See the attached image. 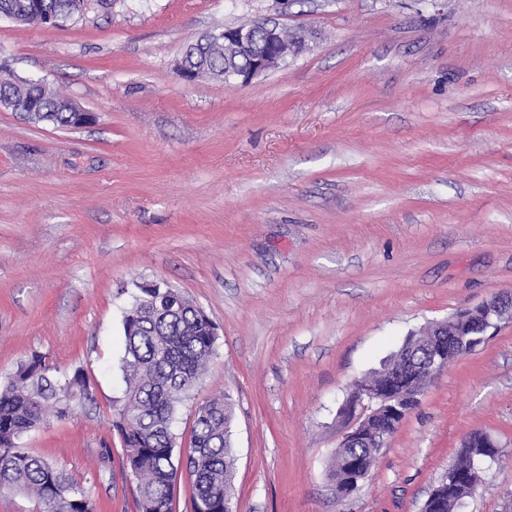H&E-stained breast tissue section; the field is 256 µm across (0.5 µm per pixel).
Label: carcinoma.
<instances>
[{
    "instance_id": "cac0c4a2",
    "label": "carcinoma",
    "mask_w": 512,
    "mask_h": 512,
    "mask_svg": "<svg viewBox=\"0 0 512 512\" xmlns=\"http://www.w3.org/2000/svg\"><path fill=\"white\" fill-rule=\"evenodd\" d=\"M30 0H0V12L24 24L40 20ZM49 9L68 20L81 14L85 0H46ZM40 107L35 123L71 126L65 111L67 97L46 88L36 90ZM125 350L122 371L125 399L116 407L112 427L123 444V463L136 479L138 512H173L174 484L185 471L191 484L193 507L224 512L234 497L236 457L231 445L233 420L230 395L205 400L195 407L187 459L174 456V423L180 405L200 380L217 341L212 322L201 315L175 288L140 289L123 314ZM57 367L34 353L17 367L13 379L0 387V493L22 489L36 499L37 512H96L89 491L54 462L19 445L37 428L46 410L67 419L75 407L91 397L86 373L76 368L64 382L53 380ZM379 449L339 448L329 470L336 477L338 457L358 459L362 477L374 466ZM485 452L462 448L456 463L474 470Z\"/></svg>"
}]
</instances>
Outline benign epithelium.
<instances>
[{
	"label": "benign epithelium",
	"mask_w": 512,
	"mask_h": 512,
	"mask_svg": "<svg viewBox=\"0 0 512 512\" xmlns=\"http://www.w3.org/2000/svg\"><path fill=\"white\" fill-rule=\"evenodd\" d=\"M212 42L224 44L225 63L222 80L229 84H247L253 78L277 68L289 52L303 51L306 47V36L299 33L293 41L287 42L277 25L261 23L224 28L198 40L201 46ZM0 108L12 112H35L38 103L23 96L9 99L8 103L1 104ZM66 109L73 113L77 128L86 126L94 120L93 113L72 100L66 104ZM506 315L512 317V293H494L480 304L460 310L450 319L428 328L424 335L438 337L439 347L431 348L430 363L417 374L415 381L410 385V391H361L358 395L349 397L341 409V413L349 420V429L340 447L353 448L357 445L372 444L383 446L386 438L373 431L372 424L383 415H399L404 418L409 414L405 400H419L422 390L434 374L448 367V364L444 363L445 338L453 336L460 339L475 332L487 341L491 338L488 330L496 326V322ZM464 443L472 448H488V457L492 460L497 458V455L491 452V449L497 447L496 442L483 432L471 433L464 439ZM357 468L356 460L348 457L344 459L336 479L332 482L336 495L346 497L359 488Z\"/></svg>",
	"instance_id": "benign-epithelium-1"
}]
</instances>
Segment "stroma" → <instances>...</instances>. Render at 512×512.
Wrapping results in <instances>:
<instances>
[{
	"label": "stroma",
	"mask_w": 512,
	"mask_h": 512,
	"mask_svg": "<svg viewBox=\"0 0 512 512\" xmlns=\"http://www.w3.org/2000/svg\"><path fill=\"white\" fill-rule=\"evenodd\" d=\"M271 20L307 49L245 86L183 81L200 36ZM0 64L93 112L0 110V386L39 353L92 396L20 444L136 512L112 428L123 312L181 290L217 327L174 430L233 406L234 512H421L463 439L502 451L455 512L512 500V318L437 372L336 498L353 383L426 326L512 291V0H89L58 28L0 18ZM36 99L40 104V113H37L35 121L32 122L34 124L47 123L57 127H70L73 112L75 125L71 128H80L90 124L95 118L93 113L72 100L66 104L65 112L64 104L68 98L47 88L36 89Z\"/></svg>",
	"instance_id": "35a3bbf8"
}]
</instances>
